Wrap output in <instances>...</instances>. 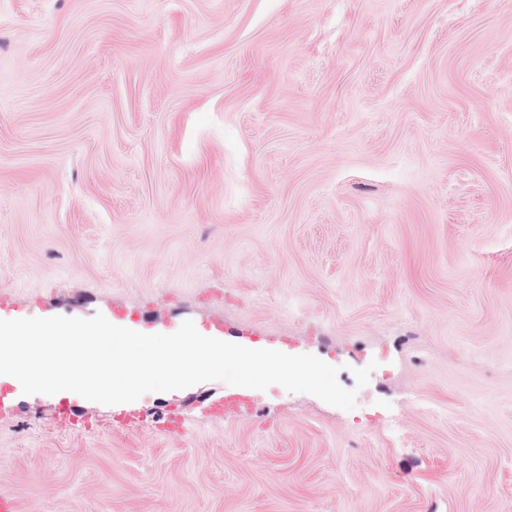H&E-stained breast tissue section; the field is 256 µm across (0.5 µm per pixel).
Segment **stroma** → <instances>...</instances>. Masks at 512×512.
<instances>
[{
    "instance_id": "1",
    "label": "stroma",
    "mask_w": 512,
    "mask_h": 512,
    "mask_svg": "<svg viewBox=\"0 0 512 512\" xmlns=\"http://www.w3.org/2000/svg\"><path fill=\"white\" fill-rule=\"evenodd\" d=\"M97 313L373 372L1 385L15 512H512V0H0V319Z\"/></svg>"
}]
</instances>
